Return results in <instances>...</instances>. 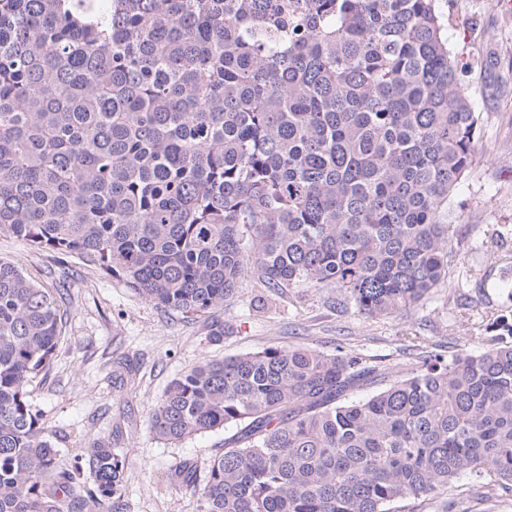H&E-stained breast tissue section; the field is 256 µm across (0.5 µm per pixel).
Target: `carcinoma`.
I'll use <instances>...</instances> for the list:
<instances>
[{
    "mask_svg": "<svg viewBox=\"0 0 512 512\" xmlns=\"http://www.w3.org/2000/svg\"><path fill=\"white\" fill-rule=\"evenodd\" d=\"M438 0H0V228L168 312L224 308L245 275L334 287L368 318L448 277L451 198L480 113ZM67 324L0 257V512H103L112 442L60 463L30 387ZM389 379L353 351L203 359L155 402L176 445L229 430L198 512H391L468 475L512 490V321ZM379 385L353 399L363 386Z\"/></svg>",
    "mask_w": 512,
    "mask_h": 512,
    "instance_id": "cac0c4a2",
    "label": "carcinoma"
}]
</instances>
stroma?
Segmentation results:
<instances>
[{"label":"stroma","mask_w":512,"mask_h":512,"mask_svg":"<svg viewBox=\"0 0 512 512\" xmlns=\"http://www.w3.org/2000/svg\"><path fill=\"white\" fill-rule=\"evenodd\" d=\"M463 83L481 114L472 172L452 199L456 215L448 276L428 297L386 318L336 306L333 288L284 289L275 303L253 275L218 315L224 339L207 338L206 316L156 308L123 282L78 258L35 248L0 230V256L28 278L62 291L64 339L46 383L31 400L43 435L69 461L98 439L116 440L124 483L112 512H198L190 488L168 483L179 461L206 467L224 432L165 445L149 432L151 409L167 384L202 358L268 346L361 352L390 376L414 366L406 339L417 336L450 358L491 343L495 319L512 312V6L507 0H439ZM126 357L124 368L112 360ZM512 512V493L461 477L401 512Z\"/></svg>","instance_id":"1"}]
</instances>
